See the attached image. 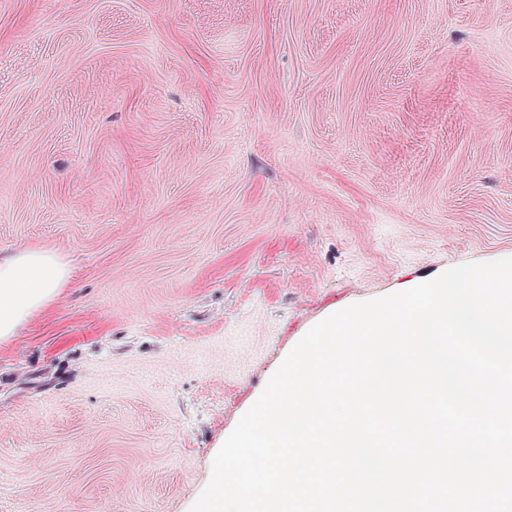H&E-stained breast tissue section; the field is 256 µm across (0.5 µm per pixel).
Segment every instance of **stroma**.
Masks as SVG:
<instances>
[{
    "mask_svg": "<svg viewBox=\"0 0 512 512\" xmlns=\"http://www.w3.org/2000/svg\"><path fill=\"white\" fill-rule=\"evenodd\" d=\"M0 512H189L307 331L512 257V0H0ZM69 277L51 249L31 247L0 256V342L48 306Z\"/></svg>",
    "mask_w": 512,
    "mask_h": 512,
    "instance_id": "obj_1",
    "label": "stroma"
}]
</instances>
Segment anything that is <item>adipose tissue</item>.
Instances as JSON below:
<instances>
[{"label":"adipose tissue","mask_w":512,"mask_h":512,"mask_svg":"<svg viewBox=\"0 0 512 512\" xmlns=\"http://www.w3.org/2000/svg\"><path fill=\"white\" fill-rule=\"evenodd\" d=\"M69 277L51 249L31 247L0 256V342L48 306Z\"/></svg>","instance_id":"adipose-tissue-1"}]
</instances>
